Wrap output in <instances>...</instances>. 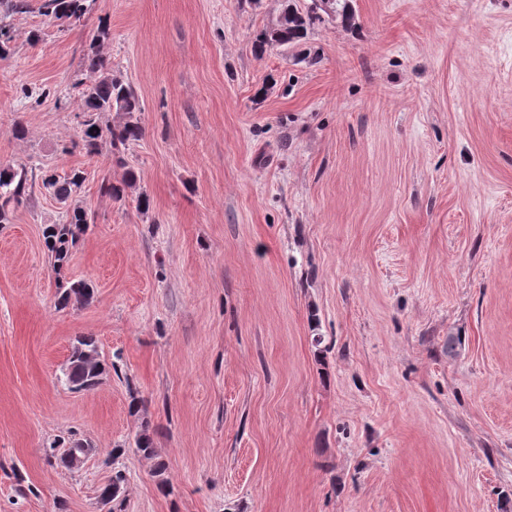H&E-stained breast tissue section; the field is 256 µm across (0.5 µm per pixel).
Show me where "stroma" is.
Masks as SVG:
<instances>
[{
    "label": "stroma",
    "instance_id": "obj_1",
    "mask_svg": "<svg viewBox=\"0 0 512 512\" xmlns=\"http://www.w3.org/2000/svg\"><path fill=\"white\" fill-rule=\"evenodd\" d=\"M30 4L0 164L86 171L95 293L57 309L35 190L0 224V512H112L116 469L124 512H512V0H353L307 62L253 52L285 0ZM93 46L142 105L121 165L78 145ZM79 336L115 365L88 391ZM74 436L95 455L46 461ZM87 0H44L40 10L44 15L52 16L67 25L75 26L86 12ZM60 445H62L61 448H65L62 452L57 450V448H60ZM80 445H86L87 448H93V445L90 441L87 439H81V438H71L68 440V442L65 444L64 440L63 442L59 441H53L50 443L48 450H46V455L48 460L52 463V460L55 464H58L65 468H71V454L70 451L73 449H80ZM125 474L118 470L112 475V479L100 489L99 497L105 504L112 502L113 512H122Z\"/></svg>",
    "mask_w": 512,
    "mask_h": 512
}]
</instances>
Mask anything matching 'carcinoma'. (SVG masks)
Listing matches in <instances>:
<instances>
[{"label":"carcinoma","instance_id":"1","mask_svg":"<svg viewBox=\"0 0 512 512\" xmlns=\"http://www.w3.org/2000/svg\"><path fill=\"white\" fill-rule=\"evenodd\" d=\"M87 0H43L40 10L47 16L75 26L86 12ZM338 21L343 26L355 24L353 0H309L305 9L300 10L288 0L276 23L257 34L253 43L255 55L262 56L271 47L294 48L303 41L308 30L315 22L323 21V16ZM88 69L97 74V79L83 92L84 103L90 114L117 112L126 115V119L105 129L90 118L83 123L81 140L89 155L100 152L102 145L110 146L116 154L143 137V128L134 119V113L141 111L140 101L134 90L112 76L108 59L95 47H90L86 55ZM41 179L42 187L65 207L62 219L57 224H49L43 231L44 244L54 259V269L61 272L68 263L70 247L77 236L91 222L88 212L73 203L78 189L86 180L85 173L73 170L60 177L49 170H41L40 175L31 174L24 165H0V224L10 223L11 208L18 207L28 200L35 185V179ZM134 182V178L122 184L112 183L104 178L99 184V192L113 199L122 198L125 188ZM58 306L86 305L94 296L89 284L77 282H59ZM109 365L98 350V344L92 336H80L76 339L66 372V382L72 390H91L102 383L109 373ZM91 446V442L81 438H71L66 443L53 441L46 450L48 460L65 468L71 467L70 451L80 446ZM125 474L118 470L112 479L100 489L99 497L105 503L112 504V512H122Z\"/></svg>","mask_w":512,"mask_h":512}]
</instances>
